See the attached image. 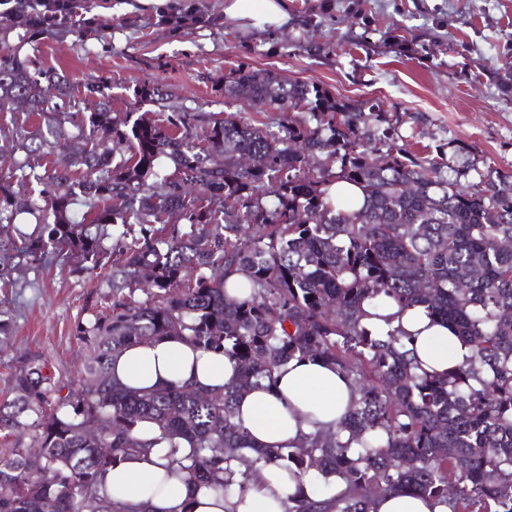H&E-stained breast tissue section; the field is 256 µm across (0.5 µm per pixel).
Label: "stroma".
Masks as SVG:
<instances>
[{"label": "stroma", "mask_w": 512, "mask_h": 512, "mask_svg": "<svg viewBox=\"0 0 512 512\" xmlns=\"http://www.w3.org/2000/svg\"><path fill=\"white\" fill-rule=\"evenodd\" d=\"M202 25L164 21L152 0H79L100 21L95 39L38 37L43 67L64 72L83 103L85 83L107 80L114 113L142 112L143 85L178 111L239 112L274 124L281 112L224 96L239 67L313 83L336 99L380 104L399 120L405 149L425 156L449 140L512 170V0H288V20L257 30L226 18L224 0H177ZM95 279L46 265L0 290L16 317L18 352L42 354L76 375L84 353L72 336Z\"/></svg>", "instance_id": "35a3bbf8"}]
</instances>
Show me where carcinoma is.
Wrapping results in <instances>:
<instances>
[{"instance_id":"1","label":"carcinoma","mask_w":512,"mask_h":512,"mask_svg":"<svg viewBox=\"0 0 512 512\" xmlns=\"http://www.w3.org/2000/svg\"><path fill=\"white\" fill-rule=\"evenodd\" d=\"M17 29L0 21V112L13 113L0 126L11 160L0 288L55 258L102 291L74 319L78 378L41 354L15 358L0 396V512H127L100 476L161 442L170 473L222 498L268 464L295 480L316 469L344 481L288 512H373L401 487L450 512H512L511 171L453 140L446 160L410 155L378 105L265 70L234 71L224 96L290 113L274 126L238 112L200 126L188 112L120 117L103 80L85 86L89 111L60 112L51 100H71L68 77L20 51L44 30ZM242 156L251 166H237ZM335 182L357 186L361 206L332 197ZM23 213L35 218L27 232L16 228ZM366 302L424 308L472 357L446 375L417 373L410 335L366 329ZM14 329L1 304L0 353ZM165 337L224 354L236 378L222 392L128 391L111 378L112 356ZM316 358L355 388L336 430L252 447L235 421L240 393ZM145 421L151 439L138 436Z\"/></svg>"}]
</instances>
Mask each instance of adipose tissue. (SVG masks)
Returning a JSON list of instances; mask_svg holds the SVG:
<instances>
[{"label":"adipose tissue","instance_id":"adipose-tissue-1","mask_svg":"<svg viewBox=\"0 0 512 512\" xmlns=\"http://www.w3.org/2000/svg\"><path fill=\"white\" fill-rule=\"evenodd\" d=\"M224 13L261 30L280 27L288 19L286 0H224ZM364 310L363 324L369 330L400 328L412 333L417 362L427 373L448 371L472 354L447 325L432 322L419 309L368 304ZM112 375L133 390L184 384L219 389L231 379L233 366L223 354L170 338L128 347L115 357ZM352 399L349 381L335 367L318 359L292 362L280 370L275 386L240 396L236 420L248 431L253 447H276L296 442L315 426L335 428ZM168 453L167 444L161 443L148 456L108 469L101 478L104 491L114 502L147 512H285L289 497L301 490L314 496L324 482L312 472L298 483L270 464L245 493L221 499L188 485L184 477L167 476Z\"/></svg>","mask_w":512,"mask_h":512}]
</instances>
